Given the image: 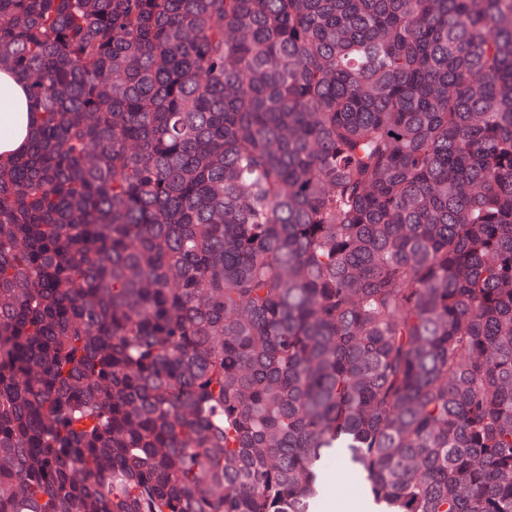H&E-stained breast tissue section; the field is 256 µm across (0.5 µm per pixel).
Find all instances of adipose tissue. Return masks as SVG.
<instances>
[{
	"label": "adipose tissue",
	"mask_w": 512,
	"mask_h": 512,
	"mask_svg": "<svg viewBox=\"0 0 512 512\" xmlns=\"http://www.w3.org/2000/svg\"><path fill=\"white\" fill-rule=\"evenodd\" d=\"M34 127L27 84L11 68H0V158L7 160L24 152Z\"/></svg>",
	"instance_id": "adipose-tissue-1"
}]
</instances>
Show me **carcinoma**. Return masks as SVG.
<instances>
[{
	"label": "carcinoma",
	"instance_id": "cac0c4a2",
	"mask_svg": "<svg viewBox=\"0 0 512 512\" xmlns=\"http://www.w3.org/2000/svg\"><path fill=\"white\" fill-rule=\"evenodd\" d=\"M0 512H512V0H0ZM34 118L29 107L28 85L14 71L0 70V157L11 159L24 152L34 132ZM342 474L344 478L339 479L338 475ZM325 480L327 492L320 504L319 512H336L327 505L330 502H355L356 508H346L345 512H366L365 501L360 495L358 485L353 474L345 466L342 458L336 452L333 458L326 461L325 464ZM358 488V489H357Z\"/></svg>",
	"mask_w": 512,
	"mask_h": 512
}]
</instances>
